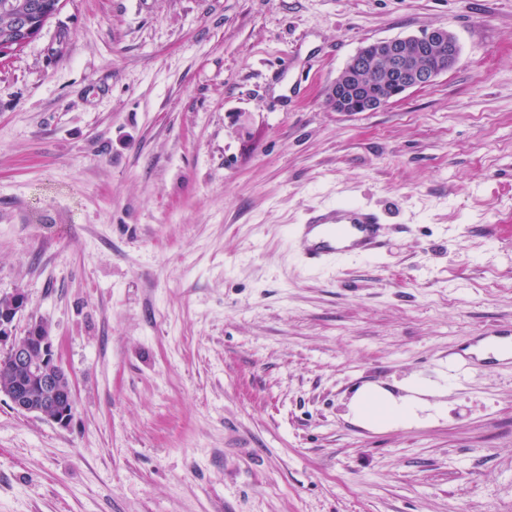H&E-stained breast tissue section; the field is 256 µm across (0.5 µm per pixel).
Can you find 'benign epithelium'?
Here are the masks:
<instances>
[{
	"label": "benign epithelium",
	"mask_w": 512,
	"mask_h": 512,
	"mask_svg": "<svg viewBox=\"0 0 512 512\" xmlns=\"http://www.w3.org/2000/svg\"><path fill=\"white\" fill-rule=\"evenodd\" d=\"M47 18L48 14L39 4H31L18 12L14 31L0 41V58L33 39ZM444 51L448 52V68L451 69L458 60L460 47L454 33L444 27L363 45L354 55V62L361 69L372 58L386 62L389 76L384 90L368 94L352 82V75L342 72L333 88L336 111L374 112L400 100L412 88L430 85L440 72L424 67L418 61L431 52ZM27 304V296L21 291L0 296V349L15 371L10 382L0 384V395L5 396L16 411L33 414L66 428L76 407L74 383L61 365L46 322L35 320L23 335L15 334L16 320Z\"/></svg>",
	"instance_id": "benign-epithelium-1"
}]
</instances>
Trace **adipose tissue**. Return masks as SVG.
Masks as SVG:
<instances>
[{
  "instance_id": "obj_1",
  "label": "adipose tissue",
  "mask_w": 512,
  "mask_h": 512,
  "mask_svg": "<svg viewBox=\"0 0 512 512\" xmlns=\"http://www.w3.org/2000/svg\"><path fill=\"white\" fill-rule=\"evenodd\" d=\"M403 394L377 385H368L353 396L350 411L353 420L370 429L395 426H411L421 422L426 410H433L435 416L446 414L443 406H430L428 398L437 390L435 384L412 379L403 386Z\"/></svg>"
}]
</instances>
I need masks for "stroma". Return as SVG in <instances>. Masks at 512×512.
Wrapping results in <instances>:
<instances>
[{
    "mask_svg": "<svg viewBox=\"0 0 512 512\" xmlns=\"http://www.w3.org/2000/svg\"><path fill=\"white\" fill-rule=\"evenodd\" d=\"M445 27L456 65L374 112L366 42ZM354 202L384 252L304 267ZM48 323L68 428L0 397V512H512V0H61L0 59V296ZM410 377L445 417L347 403ZM400 388L406 394L397 396L377 385H368L358 390L350 404L353 420L370 429H381L418 424L423 420L421 414L426 410H433L437 417L445 416V407L430 405L425 399L434 395L437 390L435 384L410 379Z\"/></svg>",
    "mask_w": 512,
    "mask_h": 512,
    "instance_id": "obj_1",
    "label": "stroma"
}]
</instances>
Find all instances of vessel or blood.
<instances>
[{
    "instance_id": "obj_1",
    "label": "vessel or blood",
    "mask_w": 512,
    "mask_h": 512,
    "mask_svg": "<svg viewBox=\"0 0 512 512\" xmlns=\"http://www.w3.org/2000/svg\"><path fill=\"white\" fill-rule=\"evenodd\" d=\"M304 262L312 268L348 257L368 259L385 246L379 216L358 204L313 209L305 223L294 225Z\"/></svg>"
}]
</instances>
